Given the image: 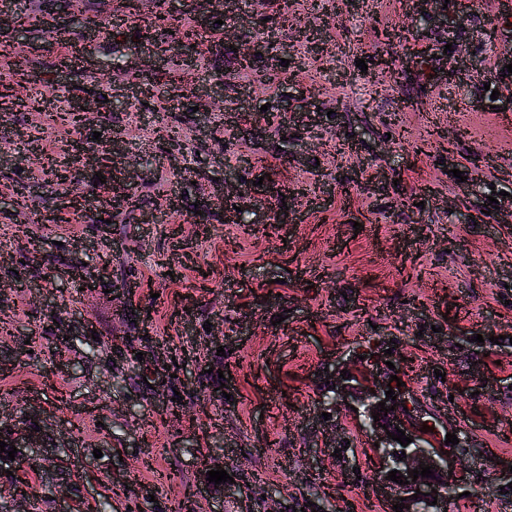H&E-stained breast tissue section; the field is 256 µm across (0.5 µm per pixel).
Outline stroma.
Masks as SVG:
<instances>
[{
	"instance_id": "obj_1",
	"label": "stroma",
	"mask_w": 512,
	"mask_h": 512,
	"mask_svg": "<svg viewBox=\"0 0 512 512\" xmlns=\"http://www.w3.org/2000/svg\"><path fill=\"white\" fill-rule=\"evenodd\" d=\"M336 2L331 21L293 0L294 30L255 62L277 77L257 86L233 48L278 24L277 0H223L225 37L199 36L203 73L222 83L175 101L184 54L154 61L151 11L86 42L67 80L53 67L64 49L41 28L0 26V72L40 48L29 80L0 95V417L23 420L31 403L53 415L52 446L29 455L71 489L52 500L51 477L30 473L37 512H127L132 495L142 512H171L211 455L233 461L222 512H393L354 411L368 382L393 376L387 421L411 435L437 428L447 512H512V152L501 148L512 27L486 36L512 0H449L438 21L416 0ZM49 85L68 99L93 88L90 122L74 129L20 106ZM162 103L181 118V151L149 133ZM34 124L61 161L75 142L104 150L108 125L122 128L138 162L132 191L157 223L107 203L116 168L71 166L84 194L71 208L42 151L13 142ZM235 125L245 140L230 138ZM346 141L357 156L341 152ZM230 175L245 191L237 224L218 203ZM285 206L295 222L277 223ZM78 248L93 273L111 256L93 287L60 269ZM33 337L47 352L29 356ZM163 344L186 349L176 377ZM210 368L222 377L201 379ZM217 387L227 399H211Z\"/></svg>"
}]
</instances>
